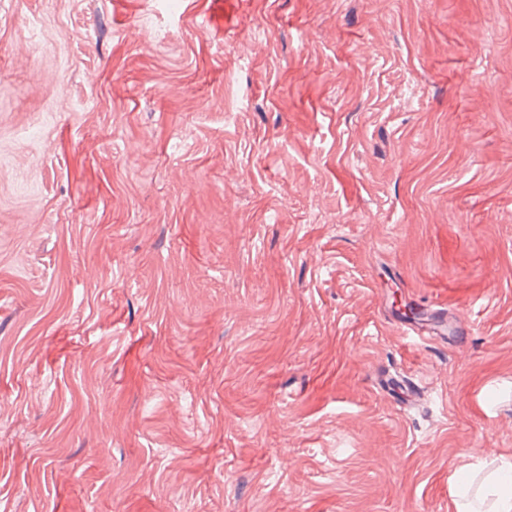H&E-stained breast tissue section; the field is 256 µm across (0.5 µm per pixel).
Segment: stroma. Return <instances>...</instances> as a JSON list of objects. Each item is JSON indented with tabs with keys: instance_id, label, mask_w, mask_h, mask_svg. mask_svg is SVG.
<instances>
[{
	"instance_id": "stroma-1",
	"label": "stroma",
	"mask_w": 512,
	"mask_h": 512,
	"mask_svg": "<svg viewBox=\"0 0 512 512\" xmlns=\"http://www.w3.org/2000/svg\"><path fill=\"white\" fill-rule=\"evenodd\" d=\"M502 458L512 0H0V512H455ZM403 327L407 333H411L414 336L430 338L444 334L448 325H446L445 317L437 315L436 318L430 322L405 321Z\"/></svg>"
}]
</instances>
